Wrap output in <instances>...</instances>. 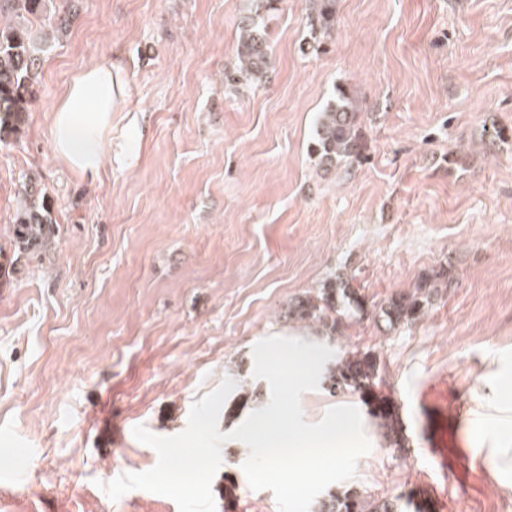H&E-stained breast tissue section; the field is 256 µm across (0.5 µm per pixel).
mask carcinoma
Listing matches in <instances>:
<instances>
[{
    "label": "carcinoma",
    "mask_w": 512,
    "mask_h": 512,
    "mask_svg": "<svg viewBox=\"0 0 512 512\" xmlns=\"http://www.w3.org/2000/svg\"><path fill=\"white\" fill-rule=\"evenodd\" d=\"M56 0H0V142L9 143L19 138L28 120L31 86L40 55L48 47L50 36L66 31L68 18L57 14L51 34L38 37L33 34L30 18L44 15ZM277 0H254L251 14L239 25L236 67L224 70V86L233 89L241 81L258 83L268 74L271 47L267 34V17L276 10ZM311 27L320 37L314 38L312 50L320 48L322 40L331 36L336 18V0H309ZM360 112L357 102L344 88L336 89L334 99L319 113L310 149L318 162L333 167L343 160L359 161L364 158L367 145L360 130ZM22 203L12 229L15 244L27 251L50 241L56 232L51 207L46 193L35 180L24 183ZM437 283L423 279L416 292L406 298L387 303L383 314L393 323L418 319L429 305ZM346 300L358 311L363 303L348 282L330 281L323 284L313 296L299 300L294 313L315 325H328L336 329L337 304ZM378 374V361L374 354L359 349L347 350L336 357L330 368L328 383L331 393L348 389L370 400V391ZM373 417L389 445L401 446L400 428L396 408L381 400L373 410ZM423 512V506L402 494L371 498L357 491L342 494L329 492L318 505V512Z\"/></svg>",
    "instance_id": "cac0c4a2"
}]
</instances>
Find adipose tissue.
Listing matches in <instances>:
<instances>
[{
    "mask_svg": "<svg viewBox=\"0 0 512 512\" xmlns=\"http://www.w3.org/2000/svg\"><path fill=\"white\" fill-rule=\"evenodd\" d=\"M120 87L111 66H93L68 85L52 116L50 135L58 156L75 172L97 174L112 153V103ZM475 439L490 448L492 457L507 462L512 457V425L488 424L487 413L505 411L512 401V380L493 373L473 392Z\"/></svg>",
    "mask_w": 512,
    "mask_h": 512,
    "instance_id": "obj_1",
    "label": "adipose tissue"
}]
</instances>
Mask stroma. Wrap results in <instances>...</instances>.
Wrapping results in <instances>:
<instances>
[{
    "mask_svg": "<svg viewBox=\"0 0 512 512\" xmlns=\"http://www.w3.org/2000/svg\"><path fill=\"white\" fill-rule=\"evenodd\" d=\"M251 0H68L66 35L42 54L29 122L0 143V512H178L171 499L104 483L157 462L135 426L183 432L223 378L227 432L269 398L253 346L308 331L290 308L331 279L367 313L316 337L372 350L375 394L398 405L386 447L363 399L303 394L305 421L345 401L371 450L335 490L420 493L428 512H512V472L473 447L471 388L512 374V0H336L309 54L307 0L268 21L267 78L231 94ZM121 67L112 159L81 177L54 152L52 113L82 70ZM361 112L365 159L322 167L316 118L338 87ZM504 137L490 140L493 130ZM456 164H449V157ZM58 225L41 250L9 237L30 176ZM450 274L418 320L377 309ZM216 512H277L225 441Z\"/></svg>",
    "mask_w": 512,
    "mask_h": 512,
    "instance_id": "1",
    "label": "stroma"
}]
</instances>
